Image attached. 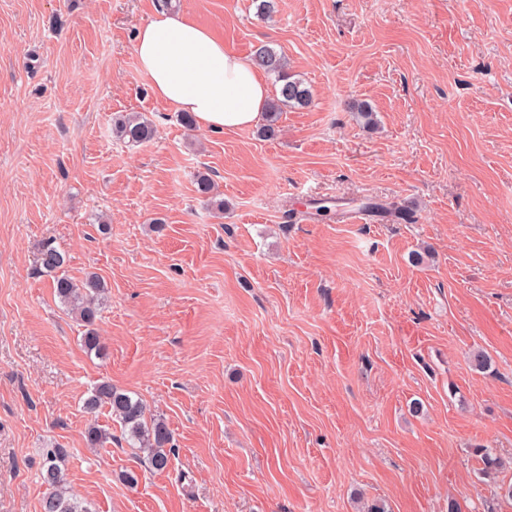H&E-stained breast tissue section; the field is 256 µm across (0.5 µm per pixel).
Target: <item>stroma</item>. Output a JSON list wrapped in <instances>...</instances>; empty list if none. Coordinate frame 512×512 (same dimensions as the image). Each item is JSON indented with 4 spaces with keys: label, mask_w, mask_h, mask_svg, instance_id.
<instances>
[{
    "label": "stroma",
    "mask_w": 512,
    "mask_h": 512,
    "mask_svg": "<svg viewBox=\"0 0 512 512\" xmlns=\"http://www.w3.org/2000/svg\"><path fill=\"white\" fill-rule=\"evenodd\" d=\"M171 5L313 101L272 139L188 129L134 53L163 0H0V512H41L58 447L88 512H512L474 454L512 458V0ZM48 241L108 288L103 355ZM103 380L165 421L167 470L86 412ZM113 127L117 137L131 144L150 142L155 134L152 123L140 114L120 115ZM66 255L52 243L42 246L39 269L53 276V289L68 312L84 327L82 344L88 353L99 355L104 346L97 331L100 301L105 293V284L99 276L91 274L75 281L65 274Z\"/></svg>",
    "instance_id": "35a3bbf8"
}]
</instances>
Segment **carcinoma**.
Returning <instances> with one entry per match:
<instances>
[{
	"mask_svg": "<svg viewBox=\"0 0 512 512\" xmlns=\"http://www.w3.org/2000/svg\"><path fill=\"white\" fill-rule=\"evenodd\" d=\"M252 59L261 70L273 75L278 89L266 111V123L261 127L264 137L276 135L277 113L282 107H306L312 102V92L304 82L288 72L286 56L265 44L254 50ZM113 131L122 140L141 144L153 139L155 130L152 123L140 114L121 115L114 121ZM66 255L50 243L42 246L39 269L53 276V289L68 312L84 327L82 344L89 353L100 354L104 350L101 336L97 331L100 301L105 293V284L99 276L91 274L81 281H75L65 274ZM106 407L112 416L124 426L131 440L146 451L150 466L156 471H165L170 464L166 445L171 433L160 419L145 420L146 407L139 399L114 387L109 381L100 382L86 401V409L94 412ZM65 449L53 448L44 459L43 479L49 492L43 496L41 512H88L81 502L64 489L65 477L60 467ZM480 467L476 469L477 479H493L504 468L505 462L491 448L475 449Z\"/></svg>",
	"mask_w": 512,
	"mask_h": 512,
	"instance_id": "1",
	"label": "carcinoma"
}]
</instances>
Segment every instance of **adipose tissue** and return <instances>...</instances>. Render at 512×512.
Returning a JSON list of instances; mask_svg holds the SVG:
<instances>
[{
    "instance_id": "obj_1",
    "label": "adipose tissue",
    "mask_w": 512,
    "mask_h": 512,
    "mask_svg": "<svg viewBox=\"0 0 512 512\" xmlns=\"http://www.w3.org/2000/svg\"><path fill=\"white\" fill-rule=\"evenodd\" d=\"M138 68L155 96L191 114L200 128L223 132L256 126L269 90L245 55L181 12L160 11L136 35Z\"/></svg>"
}]
</instances>
